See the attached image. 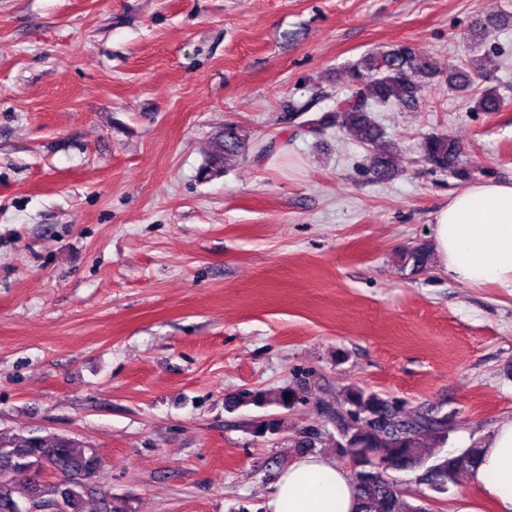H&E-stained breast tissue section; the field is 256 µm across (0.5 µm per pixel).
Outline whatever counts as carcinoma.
I'll return each mask as SVG.
<instances>
[{
	"label": "carcinoma",
	"instance_id": "1",
	"mask_svg": "<svg viewBox=\"0 0 512 512\" xmlns=\"http://www.w3.org/2000/svg\"><path fill=\"white\" fill-rule=\"evenodd\" d=\"M431 75L430 66L421 61L405 43L369 53L347 68L351 93L336 100V124L353 132L368 150L369 169L380 181L390 179L396 170L393 154L381 143L384 133L370 113L391 105L412 106ZM471 71L461 66L448 68V84L473 85ZM506 106L504 98L492 91L474 100L480 112H499ZM424 159L439 172L455 168L459 153L454 140L446 135H431L420 144ZM246 159V139L235 124H226L213 142L211 172L218 173ZM430 250L411 247L399 254L402 267L424 271L430 266ZM298 394L289 386L274 390H244L235 397L238 406L292 407ZM340 429L332 440L338 453L348 458L351 477L358 497L356 512H426L420 504L406 500L394 474L420 472V482L445 493L455 483L457 475L477 464L480 448L473 446L454 456L439 457L435 446L449 433L447 418L427 414H407L388 407L377 393L357 386L343 388L338 411ZM281 421L265 416L253 422V433L259 436L279 433ZM302 448L325 443L324 433L315 426L299 432ZM18 457H30L47 476L41 481L28 478L23 482L10 479L28 470L16 462ZM99 460L98 451L70 438L62 440L47 432L34 439L28 431L0 434V512H14L17 506H36L39 512H128L123 501H112L84 481V476Z\"/></svg>",
	"mask_w": 512,
	"mask_h": 512
}]
</instances>
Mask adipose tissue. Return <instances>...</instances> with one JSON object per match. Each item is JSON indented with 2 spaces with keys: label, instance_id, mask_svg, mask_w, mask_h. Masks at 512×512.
<instances>
[{
  "label": "adipose tissue",
  "instance_id": "1",
  "mask_svg": "<svg viewBox=\"0 0 512 512\" xmlns=\"http://www.w3.org/2000/svg\"><path fill=\"white\" fill-rule=\"evenodd\" d=\"M433 243L449 277L512 289V182H477L454 193L433 219ZM496 512H512V420L501 422L468 475ZM268 512H354L349 472L330 459L302 455L278 475Z\"/></svg>",
  "mask_w": 512,
  "mask_h": 512
}]
</instances>
